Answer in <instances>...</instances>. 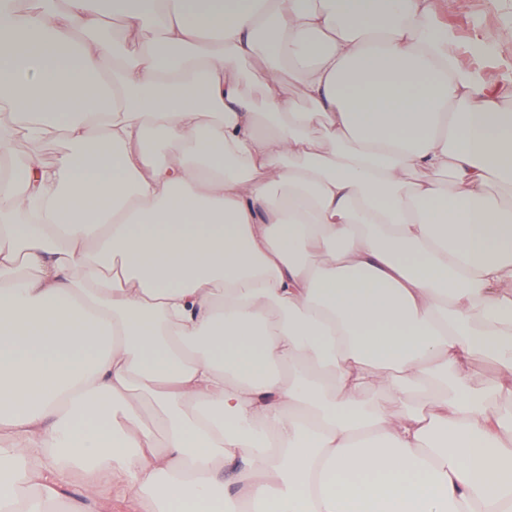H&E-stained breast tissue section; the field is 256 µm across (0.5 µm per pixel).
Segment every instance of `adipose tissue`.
<instances>
[{
	"mask_svg": "<svg viewBox=\"0 0 512 512\" xmlns=\"http://www.w3.org/2000/svg\"><path fill=\"white\" fill-rule=\"evenodd\" d=\"M440 3L113 0L107 36L97 0H0V108L70 145L0 136V512L75 478L512 512V81Z\"/></svg>",
	"mask_w": 512,
	"mask_h": 512,
	"instance_id": "obj_1",
	"label": "adipose tissue"
}]
</instances>
